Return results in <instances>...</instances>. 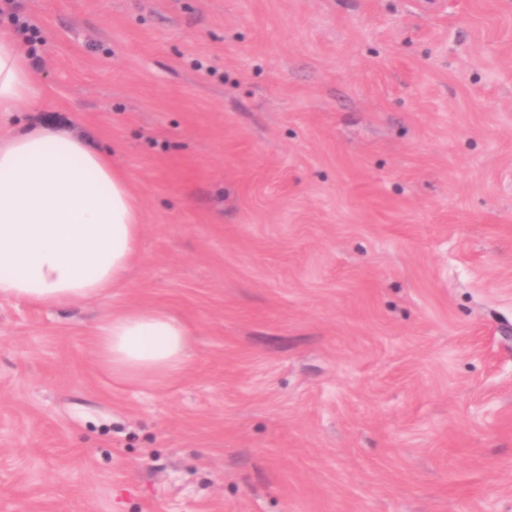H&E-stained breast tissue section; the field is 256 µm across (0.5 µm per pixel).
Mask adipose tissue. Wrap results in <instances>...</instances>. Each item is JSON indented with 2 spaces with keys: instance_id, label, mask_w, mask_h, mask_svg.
<instances>
[{
  "instance_id": "adipose-tissue-1",
  "label": "adipose tissue",
  "mask_w": 512,
  "mask_h": 512,
  "mask_svg": "<svg viewBox=\"0 0 512 512\" xmlns=\"http://www.w3.org/2000/svg\"><path fill=\"white\" fill-rule=\"evenodd\" d=\"M38 88L20 39L0 30V113L20 112ZM143 213L110 154L66 132L26 128L0 138V300L48 309L99 299L137 257ZM98 364L135 382L180 372L192 332L177 316L132 306L95 327Z\"/></svg>"
}]
</instances>
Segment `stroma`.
I'll use <instances>...</instances> for the list:
<instances>
[{
	"label": "stroma",
	"instance_id": "obj_1",
	"mask_svg": "<svg viewBox=\"0 0 512 512\" xmlns=\"http://www.w3.org/2000/svg\"><path fill=\"white\" fill-rule=\"evenodd\" d=\"M128 174L122 287L0 302V512H512V0H0ZM193 331L121 382L94 327ZM94 336L101 369L135 382L180 372L190 356L193 334L184 321L163 309L132 306L100 321Z\"/></svg>",
	"mask_w": 512,
	"mask_h": 512
}]
</instances>
